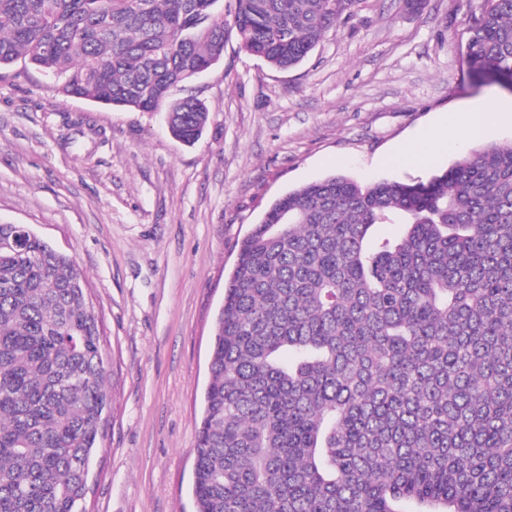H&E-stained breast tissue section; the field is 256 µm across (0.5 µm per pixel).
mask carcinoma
Returning a JSON list of instances; mask_svg holds the SVG:
<instances>
[{
  "mask_svg": "<svg viewBox=\"0 0 512 512\" xmlns=\"http://www.w3.org/2000/svg\"><path fill=\"white\" fill-rule=\"evenodd\" d=\"M0 0V69L65 96L165 109L193 145L208 109L179 85L229 33L277 69L304 61L358 0ZM512 95V0L466 45ZM399 224L396 238L371 227ZM0 512H86L108 406L85 275L0 224ZM196 512H512V143L426 183L334 175L279 197L241 241L210 351Z\"/></svg>",
  "mask_w": 512,
  "mask_h": 512,
  "instance_id": "obj_1",
  "label": "carcinoma"
}]
</instances>
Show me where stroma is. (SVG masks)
Instances as JSON below:
<instances>
[{
    "label": "stroma",
    "instance_id": "obj_1",
    "mask_svg": "<svg viewBox=\"0 0 512 512\" xmlns=\"http://www.w3.org/2000/svg\"><path fill=\"white\" fill-rule=\"evenodd\" d=\"M485 0H360L297 67L230 36L175 90L209 115L187 146L162 113L62 95L24 61L0 70V224H27L85 272L109 408L87 512H195L194 448L224 284L276 199L346 175L427 181L472 143L451 127L475 88L465 62ZM430 154L405 161L403 148Z\"/></svg>",
    "mask_w": 512,
    "mask_h": 512
}]
</instances>
